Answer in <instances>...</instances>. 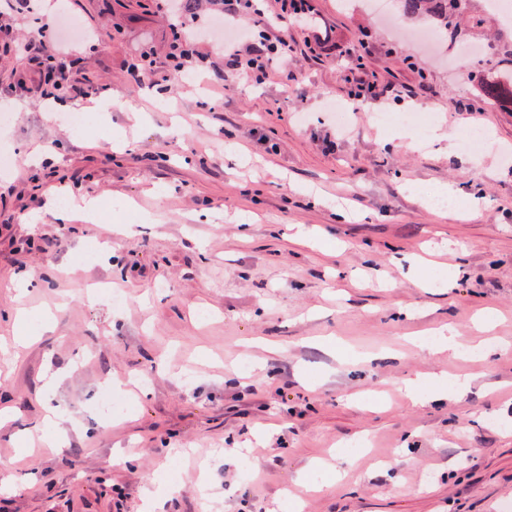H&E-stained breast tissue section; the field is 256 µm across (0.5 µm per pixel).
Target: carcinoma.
I'll use <instances>...</instances> for the list:
<instances>
[{
    "label": "carcinoma",
    "instance_id": "cac0c4a2",
    "mask_svg": "<svg viewBox=\"0 0 512 512\" xmlns=\"http://www.w3.org/2000/svg\"><path fill=\"white\" fill-rule=\"evenodd\" d=\"M469 2L470 0H394L398 17L419 19L425 24L434 25L447 42L457 39L462 19H467L474 27H481L486 22L487 15L472 13ZM487 61L495 67L496 76L482 82L484 96L496 102L505 99L512 101V28L509 29V36L492 48Z\"/></svg>",
    "mask_w": 512,
    "mask_h": 512
}]
</instances>
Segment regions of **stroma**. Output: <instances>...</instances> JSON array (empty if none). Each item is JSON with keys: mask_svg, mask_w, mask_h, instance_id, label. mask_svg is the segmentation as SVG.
Segmentation results:
<instances>
[{"mask_svg": "<svg viewBox=\"0 0 512 512\" xmlns=\"http://www.w3.org/2000/svg\"><path fill=\"white\" fill-rule=\"evenodd\" d=\"M316 26L290 23L291 57L262 85L228 66L227 32L193 45L190 72L134 82L173 40L153 0H53L85 35L65 42L66 91L46 93L37 26L0 0V127L14 151L0 177V344L20 308L50 329L0 355V512H144L143 476L172 472L156 512H503L512 502V104L483 96L477 60L448 63L375 20L363 0H311ZM361 111L338 127L325 102ZM111 101L76 135L48 104ZM431 106L477 152L414 145L381 113ZM448 184L457 206L425 207ZM102 202L98 223L53 195ZM479 197L476 213L460 208ZM133 223L135 236L113 233ZM316 228L322 243L296 240ZM107 284L124 305L87 295ZM210 312L200 319L198 309ZM452 325L491 354L431 353ZM472 378L463 397L402 399L404 379ZM112 380L128 413L103 421ZM66 406L61 453L16 439L46 402ZM355 454L342 480L316 461Z\"/></svg>", "mask_w": 512, "mask_h": 512, "instance_id": "stroma-1", "label": "stroma"}]
</instances>
